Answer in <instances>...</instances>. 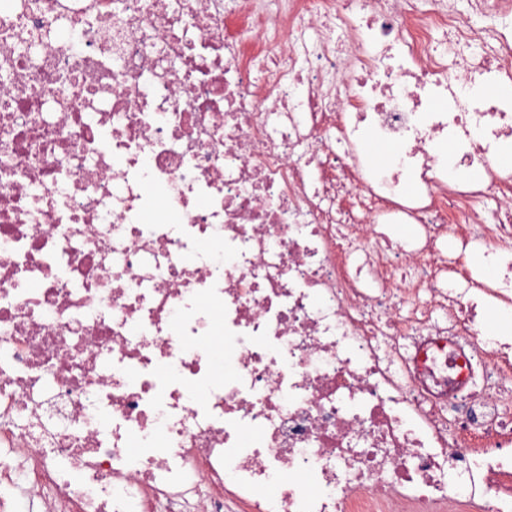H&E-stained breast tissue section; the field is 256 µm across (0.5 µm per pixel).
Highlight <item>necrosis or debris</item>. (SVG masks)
Segmentation results:
<instances>
[{"instance_id": "necrosis-or-debris-1", "label": "necrosis or debris", "mask_w": 512, "mask_h": 512, "mask_svg": "<svg viewBox=\"0 0 512 512\" xmlns=\"http://www.w3.org/2000/svg\"><path fill=\"white\" fill-rule=\"evenodd\" d=\"M233 2L0 0V512H512V0Z\"/></svg>"}]
</instances>
